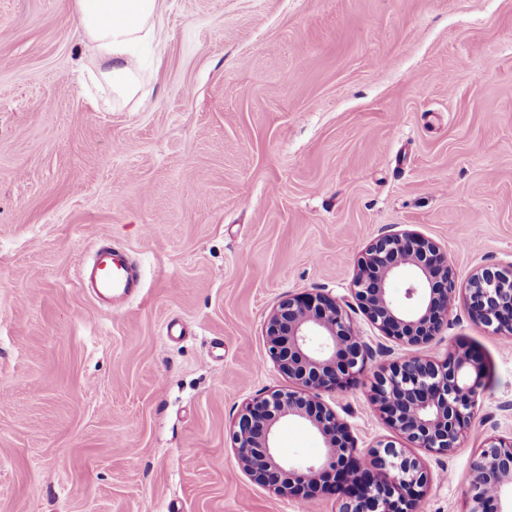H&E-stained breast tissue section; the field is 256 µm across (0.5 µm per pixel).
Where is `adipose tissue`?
I'll list each match as a JSON object with an SVG mask.
<instances>
[{
	"instance_id": "1",
	"label": "adipose tissue",
	"mask_w": 512,
	"mask_h": 512,
	"mask_svg": "<svg viewBox=\"0 0 512 512\" xmlns=\"http://www.w3.org/2000/svg\"><path fill=\"white\" fill-rule=\"evenodd\" d=\"M164 0H74L82 37L98 63L92 79L111 91L105 110L141 107L146 79L135 57V47L159 40Z\"/></svg>"
}]
</instances>
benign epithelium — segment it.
Wrapping results in <instances>:
<instances>
[{
	"mask_svg": "<svg viewBox=\"0 0 512 512\" xmlns=\"http://www.w3.org/2000/svg\"><path fill=\"white\" fill-rule=\"evenodd\" d=\"M416 306L399 308L389 284L402 271ZM353 293L366 319L385 336L408 346L432 341L448 324L462 298L469 318L497 336L512 335V262L479 268L457 286L447 254L434 241L388 230L369 243L358 261ZM341 299L324 293L288 294L269 316L264 333L274 366L293 382L247 403L231 439L235 459L251 479L275 492L306 500L321 492L340 501V512H417L431 478L421 448L443 456L459 447L482 392L480 357L458 347L442 361L405 356L381 368L371 400L406 445L380 442L366 457L357 454L350 430L322 400L355 385L367 361L384 353L355 328ZM285 419L309 425L329 448L321 463L282 460L273 445ZM466 512H507L512 501V436L494 437L473 465Z\"/></svg>",
	"mask_w": 512,
	"mask_h": 512,
	"instance_id": "1",
	"label": "benign epithelium"
}]
</instances>
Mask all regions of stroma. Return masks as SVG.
<instances>
[{
  "label": "stroma",
  "mask_w": 512,
  "mask_h": 512,
  "mask_svg": "<svg viewBox=\"0 0 512 512\" xmlns=\"http://www.w3.org/2000/svg\"><path fill=\"white\" fill-rule=\"evenodd\" d=\"M149 103L104 111L72 0H0V512H298L238 466L243 403L287 386L264 324L286 294L353 304L388 229L438 243L458 285L512 261V0H165ZM144 288L78 286L98 238ZM471 346L483 392L426 456L421 512H464L474 457L512 434V337L456 303L419 352ZM364 376L324 400L359 452L404 440ZM286 460L326 454L280 423Z\"/></svg>",
  "instance_id": "stroma-1"
}]
</instances>
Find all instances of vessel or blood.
Here are the masks:
<instances>
[{
  "instance_id": "1",
  "label": "vessel or blood",
  "mask_w": 512,
  "mask_h": 512,
  "mask_svg": "<svg viewBox=\"0 0 512 512\" xmlns=\"http://www.w3.org/2000/svg\"><path fill=\"white\" fill-rule=\"evenodd\" d=\"M81 286L95 301L106 306L114 299L139 295L143 282L131 254L104 240L96 245L91 261L84 265Z\"/></svg>"
}]
</instances>
